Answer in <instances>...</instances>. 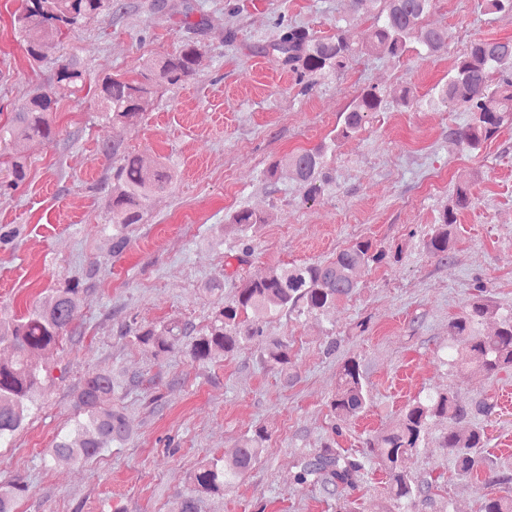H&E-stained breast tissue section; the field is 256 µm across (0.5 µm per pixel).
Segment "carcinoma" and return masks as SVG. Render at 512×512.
<instances>
[{"label": "carcinoma", "mask_w": 512, "mask_h": 512, "mask_svg": "<svg viewBox=\"0 0 512 512\" xmlns=\"http://www.w3.org/2000/svg\"><path fill=\"white\" fill-rule=\"evenodd\" d=\"M24 2L23 10L15 18V30L28 60L33 62L46 60L53 49H63L64 39L71 32L91 20L105 19L117 7L116 0ZM349 2L352 16L375 11L365 45L354 47L340 26L336 27L335 36L322 38L301 27L286 25L263 48L264 54L287 66L296 82H304L310 88L307 77L341 72L357 54L399 60L415 43L430 56L448 45V30L423 26V19L436 0ZM54 65L50 90H35L10 122L0 125V167L8 172V179L0 180V192L15 191L24 184L25 147L33 141L53 140L58 104L84 90L86 77L80 63L61 54ZM207 65V57L195 41L162 58L145 59L136 77L117 74L98 83L99 112L114 127L133 126L151 109L163 89L193 78ZM382 104V95L376 88L362 91L340 113L336 134L330 142L323 141L284 159L289 174L302 188L304 199L314 198L328 180L325 168L330 144L340 137L357 134L368 115L379 111ZM428 105L460 109L470 115L469 123L450 131L465 149L478 150L494 138L505 123L512 121V38L471 43L448 72V79L433 88ZM104 153L119 161L112 166V182L107 186L112 213V254L119 256L129 245L126 229L143 223L150 200L167 192L174 171L163 162L144 163L139 156L122 151L121 144L115 141L105 147ZM471 204L469 185L457 186L425 243L426 250L437 261L446 263L452 258L451 227L457 223L458 212ZM258 221L260 217L254 211L242 208L230 216L228 224L239 229ZM400 254L399 249L390 251L377 248L368 240H358L336 252L329 261L286 264L263 278L243 280L235 296L215 308L203 332L187 320L174 318L157 329L139 326L131 317L124 321L122 335L133 336L157 356L183 352L197 362L255 344L260 363L291 383L295 374L288 343L265 339L263 326L284 313L324 314L357 287L359 268L396 261ZM80 293V282H68L51 289L50 295L26 313L0 317V345L8 344L13 349L11 358L0 360V446L10 444L37 409L35 394L49 378L39 357L76 332L74 321ZM489 319L497 320L498 327L486 334L482 328ZM448 336L447 362L459 371L472 369L492 377L512 367V311L500 314L495 305L479 297L448 323ZM114 393L110 376L87 373L74 396L77 415L72 425L55 436L45 456L79 462L100 454L110 443L125 444L131 432L125 416L112 409ZM369 404L366 371L358 358L349 357L337 372L331 410L344 420L362 414ZM494 408L495 404L484 398L463 404L451 388L418 396L405 407L394 427L367 440V451L355 455L327 443L300 456L294 481L298 485L322 487L328 495L342 500L339 512H353L351 502L343 500V491L357 486L367 470L376 465L385 474L378 512H425L432 501V483L417 480L410 462L426 447L431 423L445 420L448 429L437 438L436 447L453 460L458 474L482 475L490 483L504 484L508 479L499 475L496 463L484 452V432L473 429L462 436L453 428L474 412L487 415ZM265 441L260 431L243 437L229 465L222 458L202 460L189 473L190 491L175 498L172 512H197L198 497L220 494L235 484L253 467ZM25 490L19 480L0 482V512H16L17 493ZM482 512H512V490L488 499Z\"/></svg>", "instance_id": "cac0c4a2"}]
</instances>
